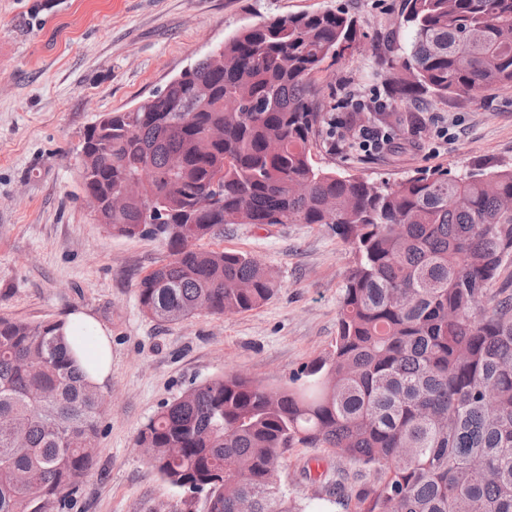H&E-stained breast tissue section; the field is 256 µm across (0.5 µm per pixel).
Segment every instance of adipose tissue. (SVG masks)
Wrapping results in <instances>:
<instances>
[{"instance_id": "obj_1", "label": "adipose tissue", "mask_w": 512, "mask_h": 512, "mask_svg": "<svg viewBox=\"0 0 512 512\" xmlns=\"http://www.w3.org/2000/svg\"><path fill=\"white\" fill-rule=\"evenodd\" d=\"M78 366L96 385H103L112 373V342L108 332L91 315L79 311L64 325Z\"/></svg>"}]
</instances>
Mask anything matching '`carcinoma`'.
Instances as JSON below:
<instances>
[{"instance_id":"obj_1","label":"carcinoma","mask_w":512,"mask_h":512,"mask_svg":"<svg viewBox=\"0 0 512 512\" xmlns=\"http://www.w3.org/2000/svg\"><path fill=\"white\" fill-rule=\"evenodd\" d=\"M410 31L395 71L403 101L470 99L512 85V0H401ZM348 12L288 14L242 29L124 112L87 128L99 154L83 189L108 196L139 174L144 199L98 220L150 238L170 261L138 283L162 322L251 311L278 288L265 265L204 249L226 224H327L355 252L326 357L270 397L238 373L192 386L140 430L147 464L195 512H304L279 478L297 444L372 467L336 485L358 512H512V299H488L512 258V166L423 170L375 186L316 166L324 122L314 76L357 42ZM242 94L240 111L224 99ZM386 127L413 112H378ZM211 126L224 139L207 135ZM163 223L148 231L144 209ZM100 387L69 354L64 323L0 317V512H54L94 465Z\"/></svg>"}]
</instances>
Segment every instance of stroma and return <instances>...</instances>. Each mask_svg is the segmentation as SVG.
I'll return each instance as SVG.
<instances>
[{
    "mask_svg": "<svg viewBox=\"0 0 512 512\" xmlns=\"http://www.w3.org/2000/svg\"><path fill=\"white\" fill-rule=\"evenodd\" d=\"M400 0H0V317L62 321L91 314L112 340L102 385L97 455L63 512H184V495L144 460L139 429L192 384L236 372L277 387L329 352L342 289L356 257L324 224H228L208 249L248 254L279 286L260 307L160 323L140 306L138 281L166 262L151 239L115 237L82 197L73 149L102 113L146 99L246 25L343 6L355 48L315 76L327 116L353 96L365 115L391 73L379 59L409 39ZM419 128H393L392 147L366 153L358 127L323 125L319 167L373 183L421 169L512 165V86L472 99L414 104ZM447 126V140L436 137ZM354 466L327 448L289 449L279 475L306 512L332 507L336 477Z\"/></svg>",
    "mask_w": 512,
    "mask_h": 512,
    "instance_id": "obj_1",
    "label": "stroma"
}]
</instances>
